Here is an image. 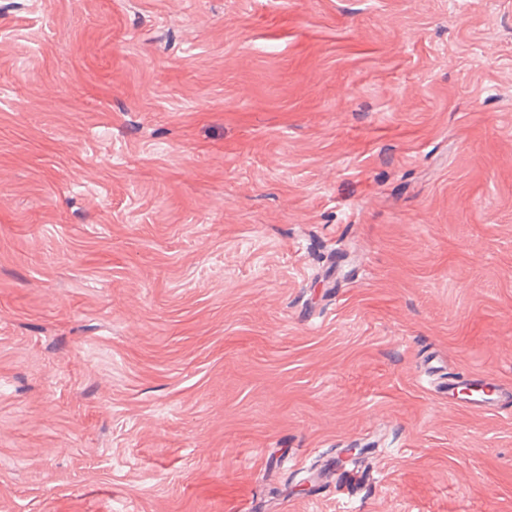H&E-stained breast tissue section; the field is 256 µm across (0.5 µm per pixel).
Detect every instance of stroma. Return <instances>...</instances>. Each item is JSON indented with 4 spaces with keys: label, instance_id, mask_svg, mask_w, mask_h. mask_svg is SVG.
<instances>
[{
    "label": "stroma",
    "instance_id": "1",
    "mask_svg": "<svg viewBox=\"0 0 512 512\" xmlns=\"http://www.w3.org/2000/svg\"><path fill=\"white\" fill-rule=\"evenodd\" d=\"M429 351L512 384V0H0V512H512Z\"/></svg>",
    "mask_w": 512,
    "mask_h": 512
}]
</instances>
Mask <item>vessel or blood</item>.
Returning <instances> with one entry per match:
<instances>
[{"label":"vessel or blood","mask_w":512,"mask_h":512,"mask_svg":"<svg viewBox=\"0 0 512 512\" xmlns=\"http://www.w3.org/2000/svg\"><path fill=\"white\" fill-rule=\"evenodd\" d=\"M445 392L449 402H464L474 413L512 414V386L488 374L449 378Z\"/></svg>","instance_id":"b4317fda"}]
</instances>
